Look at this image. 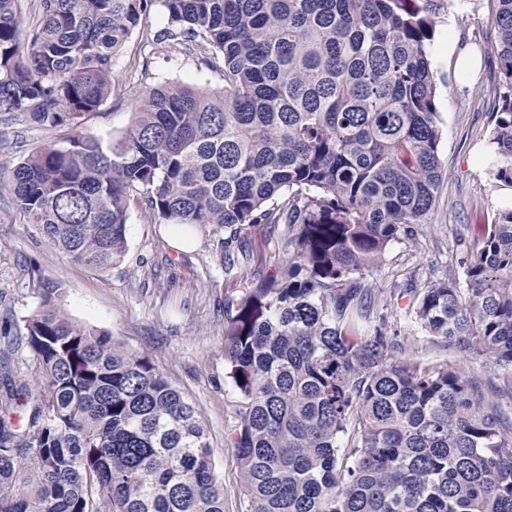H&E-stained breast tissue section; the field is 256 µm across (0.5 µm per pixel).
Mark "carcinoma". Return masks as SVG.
<instances>
[{
	"label": "carcinoma",
	"mask_w": 512,
	"mask_h": 512,
	"mask_svg": "<svg viewBox=\"0 0 512 512\" xmlns=\"http://www.w3.org/2000/svg\"><path fill=\"white\" fill-rule=\"evenodd\" d=\"M0 0V112L77 128L154 0ZM490 51L503 79L491 141L512 188V0ZM157 40L221 55L224 91L160 85L121 139L77 134L0 170L30 223L106 270L130 205L171 224H286L278 276L225 306L239 420L224 435L246 512H512V418L484 381L406 355L423 338L488 356L512 396V209L461 264L466 287L400 290L403 327L372 313L365 275L422 224L442 178L429 46L449 0H162ZM26 318L29 389L0 397V512H224L192 403L152 363L58 309ZM20 407L23 425L14 421Z\"/></svg>",
	"instance_id": "cac0c4a2"
}]
</instances>
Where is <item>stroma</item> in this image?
Segmentation results:
<instances>
[{
  "label": "stroma",
  "mask_w": 512,
  "mask_h": 512,
  "mask_svg": "<svg viewBox=\"0 0 512 512\" xmlns=\"http://www.w3.org/2000/svg\"><path fill=\"white\" fill-rule=\"evenodd\" d=\"M490 0H452L441 14L429 48L439 78L437 109L443 178L425 223L389 245L379 270L367 283L384 294L378 313L395 320L405 303L391 295L409 277L462 280L461 261L496 213L512 207V189L497 187L501 159L489 140L494 89L500 67L487 52L492 33ZM166 10L155 0L112 64V93L87 115L82 134L104 142L118 139L130 125L146 92L161 84H186L222 91L220 66L199 52L155 34L166 24ZM65 130L34 126L20 115L0 113V165H14ZM127 251L122 262L99 271L73 260L30 224L9 195L0 194V331L23 336L25 319L41 303L37 283L62 289L61 309L73 322L107 332L122 349L148 358L195 406L207 428L213 463L224 490V512H245L241 474L233 449L224 444L234 424L239 397L225 376L224 299L244 285H256L276 271L274 258L288 250V227L256 224L246 242L224 229L195 227L186 244H176L174 227L148 219L131 205ZM238 260L225 272L223 256ZM411 355L429 364L446 362L485 377V398L512 416V399L501 396L505 383L492 373L485 355L426 342Z\"/></svg>",
  "instance_id": "obj_1"
}]
</instances>
